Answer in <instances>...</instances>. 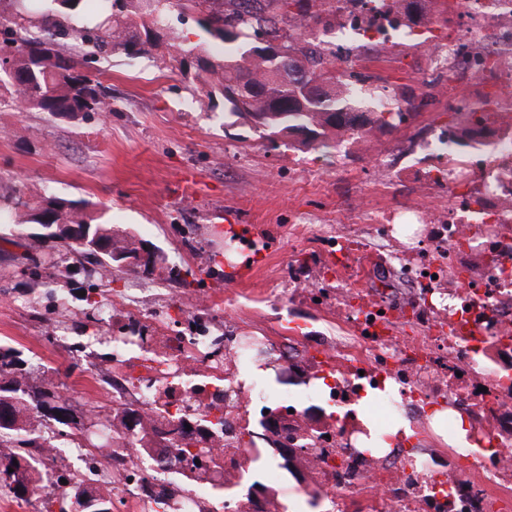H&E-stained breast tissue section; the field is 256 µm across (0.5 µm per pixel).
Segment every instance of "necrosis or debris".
<instances>
[{"label": "necrosis or debris", "mask_w": 512, "mask_h": 512, "mask_svg": "<svg viewBox=\"0 0 512 512\" xmlns=\"http://www.w3.org/2000/svg\"><path fill=\"white\" fill-rule=\"evenodd\" d=\"M311 46L335 49L349 73L350 52L369 58L416 48L425 57L426 104L444 105L462 123L415 138L421 181L447 189L452 204L444 211L425 203L410 216L412 223L435 225L447 260L388 251L387 260L401 262L425 287L404 303L307 284L302 296L346 319L352 333L333 341L304 337L301 351L285 341L258 345L228 336L223 354L211 353L188 326L211 296L187 300L176 289L165 298L178 309V322L154 314L144 348L126 351L122 337L156 296L149 285L140 288V304L112 301L100 338L73 343L55 328L57 344L80 358L97 344L111 345L120 365L105 383L122 442L104 440L91 456L49 443L32 449L25 473L31 493L18 512H39L64 465L84 473L88 499L111 498L114 512H144L158 485L169 494L168 512H512V0H336L335 20H323ZM458 142L469 152L456 154ZM474 251L497 253V266L473 288L448 289L463 254ZM402 323L410 335H396ZM247 351L323 379L320 395L331 413L309 416L297 397L238 382ZM369 389L410 415L419 430L442 404L449 421L467 416V444L440 451L403 440L364 451L363 426L344 409ZM218 408L224 427L207 438L212 453L201 479L183 490L181 466L157 465L170 453L160 434L186 425L198 437L201 420ZM259 408L284 412L292 435L319 434L315 446L296 452L303 481L289 479L274 448L266 452L270 467L255 472L264 452L248 433Z\"/></svg>", "instance_id": "1"}]
</instances>
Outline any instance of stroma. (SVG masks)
<instances>
[{"label":"stroma","instance_id":"35a3bbf8","mask_svg":"<svg viewBox=\"0 0 512 512\" xmlns=\"http://www.w3.org/2000/svg\"><path fill=\"white\" fill-rule=\"evenodd\" d=\"M113 100L107 120L69 121L42 112L0 107V192L27 187L105 210L113 225L158 249L164 264L151 277L170 286V267L193 269L216 306L208 315L231 335L260 328L274 336L336 338L348 323L311 305L294 288L319 282L339 288L367 262V219L379 209L418 197L378 157L408 141L415 121L375 128L359 142L324 153L299 138H261L249 120L203 112L201 85L181 73L165 50L102 63ZM279 289L275 302L261 294ZM42 286L22 277L0 279V342L23 351L39 385L53 373L77 401L106 403L83 368L47 343V320L17 307Z\"/></svg>","mask_w":512,"mask_h":512}]
</instances>
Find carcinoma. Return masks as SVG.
<instances>
[{
    "mask_svg": "<svg viewBox=\"0 0 512 512\" xmlns=\"http://www.w3.org/2000/svg\"><path fill=\"white\" fill-rule=\"evenodd\" d=\"M12 19L0 21V35L9 37L13 62L0 70V89L10 95L11 106L20 112H43L71 121L89 114L105 117L112 100L100 81L101 71L89 64L114 54L128 58L151 55L164 46L170 60L184 66L194 60V78L204 88L198 99L208 112L220 97L232 114L251 119L270 140L296 137L307 131L301 143L330 149V135L346 130L365 132L375 126H396L402 121L400 101L371 111V99L356 90H338L336 56L316 58L307 53L311 35L312 0H101L89 10L87 0H11ZM199 14L197 25L206 35L191 43L176 35L169 25L172 10ZM85 18L78 26L73 18ZM278 35L281 54L272 52L270 42L258 38ZM209 41L222 45L219 54L206 48ZM15 190L0 195V222L17 227L18 238L26 240L25 252L9 275H21L45 286L50 309L71 328L97 335L106 306L120 294L114 284L137 267L122 263V257L137 250L143 240L70 201L38 192ZM53 246L48 247L46 243ZM83 276L85 295L56 292L59 280L70 273ZM28 360L22 352L0 345V448L15 452L0 457V487L16 499L30 489L25 481L26 430L24 408L33 406L41 416L62 425L51 430L55 438L71 437L66 427L73 421L75 399L56 387L27 385ZM112 435V418L90 409L80 422L79 438L84 448L92 438ZM168 447L177 456L190 454L203 441H189L178 428L169 431ZM67 484L47 504L48 512H112V505L91 504L83 497L80 474L59 472Z\"/></svg>",
    "mask_w": 512,
    "mask_h": 512,
    "instance_id": "1",
    "label": "carcinoma"
}]
</instances>
